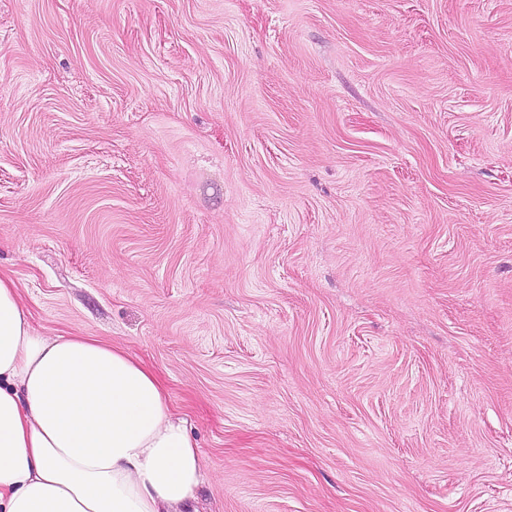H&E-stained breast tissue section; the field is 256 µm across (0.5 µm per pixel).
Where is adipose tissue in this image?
<instances>
[{
    "mask_svg": "<svg viewBox=\"0 0 512 512\" xmlns=\"http://www.w3.org/2000/svg\"><path fill=\"white\" fill-rule=\"evenodd\" d=\"M204 481L154 371L86 336H43L0 277V512H180Z\"/></svg>",
    "mask_w": 512,
    "mask_h": 512,
    "instance_id": "1",
    "label": "adipose tissue"
}]
</instances>
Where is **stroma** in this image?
<instances>
[{"label":"stroma","instance_id":"35a3bbf8","mask_svg":"<svg viewBox=\"0 0 512 512\" xmlns=\"http://www.w3.org/2000/svg\"><path fill=\"white\" fill-rule=\"evenodd\" d=\"M0 276L196 512H512V0H0Z\"/></svg>","mask_w":512,"mask_h":512}]
</instances>
